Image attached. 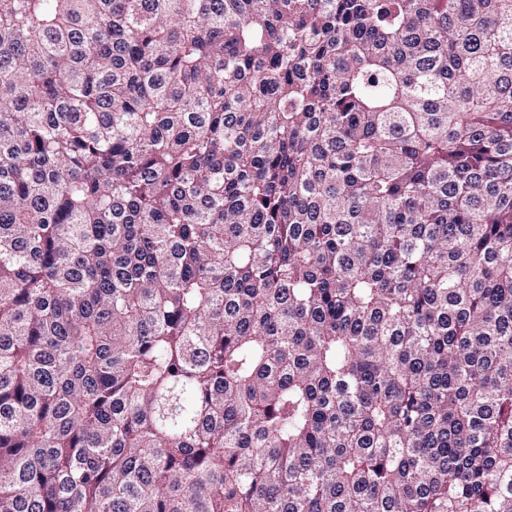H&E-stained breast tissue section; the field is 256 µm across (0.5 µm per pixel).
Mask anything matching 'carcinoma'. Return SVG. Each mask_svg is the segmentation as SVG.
Instances as JSON below:
<instances>
[{
	"mask_svg": "<svg viewBox=\"0 0 512 512\" xmlns=\"http://www.w3.org/2000/svg\"><path fill=\"white\" fill-rule=\"evenodd\" d=\"M0 512H512V0H0Z\"/></svg>",
	"mask_w": 512,
	"mask_h": 512,
	"instance_id": "1",
	"label": "carcinoma"
}]
</instances>
